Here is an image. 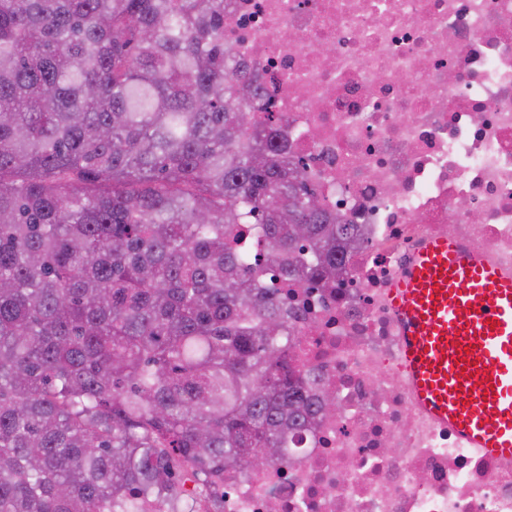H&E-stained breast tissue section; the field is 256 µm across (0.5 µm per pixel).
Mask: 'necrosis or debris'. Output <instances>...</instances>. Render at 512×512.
<instances>
[{
    "instance_id": "1",
    "label": "necrosis or debris",
    "mask_w": 512,
    "mask_h": 512,
    "mask_svg": "<svg viewBox=\"0 0 512 512\" xmlns=\"http://www.w3.org/2000/svg\"><path fill=\"white\" fill-rule=\"evenodd\" d=\"M224 42L361 241L342 287L284 290L292 360L340 412L285 462L225 468L222 512H512V458L418 404L389 297L432 236L512 277V0H229Z\"/></svg>"
}]
</instances>
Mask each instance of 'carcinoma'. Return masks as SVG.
<instances>
[{
  "mask_svg": "<svg viewBox=\"0 0 512 512\" xmlns=\"http://www.w3.org/2000/svg\"><path fill=\"white\" fill-rule=\"evenodd\" d=\"M227 0H0V512H184L334 416L277 281L340 224L228 64Z\"/></svg>",
  "mask_w": 512,
  "mask_h": 512,
  "instance_id": "obj_1",
  "label": "carcinoma"
}]
</instances>
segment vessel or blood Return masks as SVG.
<instances>
[{
    "label": "vessel or blood",
    "instance_id": "obj_1",
    "mask_svg": "<svg viewBox=\"0 0 512 512\" xmlns=\"http://www.w3.org/2000/svg\"><path fill=\"white\" fill-rule=\"evenodd\" d=\"M391 305L420 403L461 439L511 456L512 280L437 237L414 251Z\"/></svg>",
    "mask_w": 512,
    "mask_h": 512
}]
</instances>
